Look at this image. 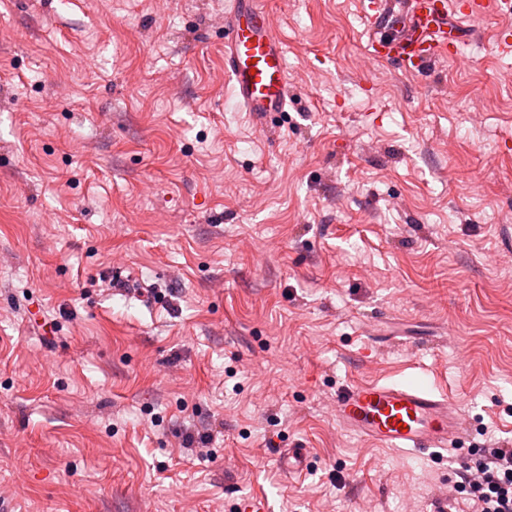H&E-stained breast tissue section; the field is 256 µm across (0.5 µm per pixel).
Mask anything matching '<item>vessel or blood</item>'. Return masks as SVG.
<instances>
[{
	"mask_svg": "<svg viewBox=\"0 0 512 512\" xmlns=\"http://www.w3.org/2000/svg\"><path fill=\"white\" fill-rule=\"evenodd\" d=\"M506 0H367L372 59L418 76L439 60L458 58L457 26L501 12ZM224 78L236 108L266 115L288 108L286 49L267 21L265 0L224 7ZM338 426L385 448L416 456L447 449L462 434L459 400L427 382L352 384L335 400Z\"/></svg>",
	"mask_w": 512,
	"mask_h": 512,
	"instance_id": "obj_1",
	"label": "vessel or blood"
}]
</instances>
